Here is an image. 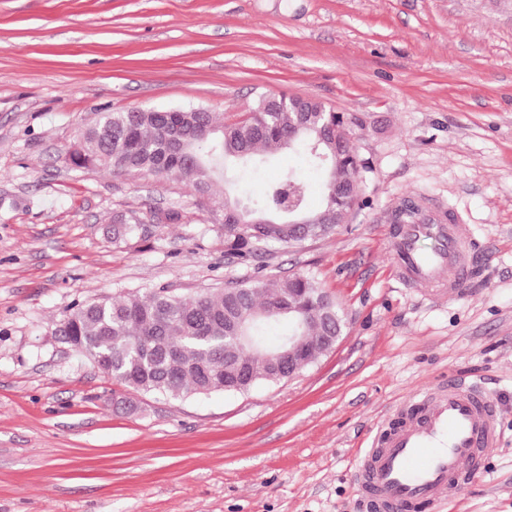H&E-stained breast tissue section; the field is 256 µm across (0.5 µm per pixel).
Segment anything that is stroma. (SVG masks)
Returning a JSON list of instances; mask_svg holds the SVG:
<instances>
[{
  "label": "stroma",
  "mask_w": 512,
  "mask_h": 512,
  "mask_svg": "<svg viewBox=\"0 0 512 512\" xmlns=\"http://www.w3.org/2000/svg\"><path fill=\"white\" fill-rule=\"evenodd\" d=\"M261 92L345 113L366 163L351 223L271 261L315 273L342 336L245 393L129 390L59 335L74 303L191 297L257 269L225 260L185 182L65 153L102 112L232 121ZM288 170L317 208L326 172L285 151L239 188ZM414 196L464 224L470 296L433 302L396 278L385 226ZM129 210L146 236L113 244ZM453 373L497 403L502 444L438 512H512V0H0V512H357L377 424Z\"/></svg>",
  "instance_id": "obj_1"
}]
</instances>
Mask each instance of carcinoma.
Listing matches in <instances>:
<instances>
[{
    "label": "carcinoma",
    "instance_id": "1",
    "mask_svg": "<svg viewBox=\"0 0 512 512\" xmlns=\"http://www.w3.org/2000/svg\"><path fill=\"white\" fill-rule=\"evenodd\" d=\"M268 95L259 94L252 111L226 123L215 112L188 108L180 112H103L68 153L70 166L87 171L181 179L210 199L222 214L224 257L249 265L278 244L286 249L306 238L336 231L355 207L363 204L358 176L366 163L349 144L344 115L314 99L310 110H297L295 98L282 96L271 112ZM294 150L329 171L319 208L308 207L309 185L288 172L242 197L218 194L215 188L233 178L234 168L262 163L263 154ZM269 215L268 224H240L239 206ZM296 208L305 224L275 216L282 207ZM143 218L129 210L112 225V241L145 235ZM324 299L325 316L311 303ZM274 321L288 323L284 340L306 337V363L324 354L322 338L336 335L343 315L336 300L311 274L286 278L260 276L193 297L167 288L147 294L102 298L73 307L58 332L93 363L125 386L174 399L219 391L245 393L260 382L281 381L266 356L273 353L263 331ZM241 367L244 377L227 382L225 373Z\"/></svg>",
    "mask_w": 512,
    "mask_h": 512
}]
</instances>
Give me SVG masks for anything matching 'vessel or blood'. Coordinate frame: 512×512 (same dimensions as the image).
<instances>
[{"instance_id":"1","label":"vessel or blood","mask_w":512,"mask_h":512,"mask_svg":"<svg viewBox=\"0 0 512 512\" xmlns=\"http://www.w3.org/2000/svg\"><path fill=\"white\" fill-rule=\"evenodd\" d=\"M398 280L429 299L468 296L478 277L465 227L447 209L407 197L386 229ZM436 249L423 255L421 239ZM501 442L499 409L478 384L448 378L407 397L379 425L356 458L363 512H432L457 500L468 475Z\"/></svg>"}]
</instances>
